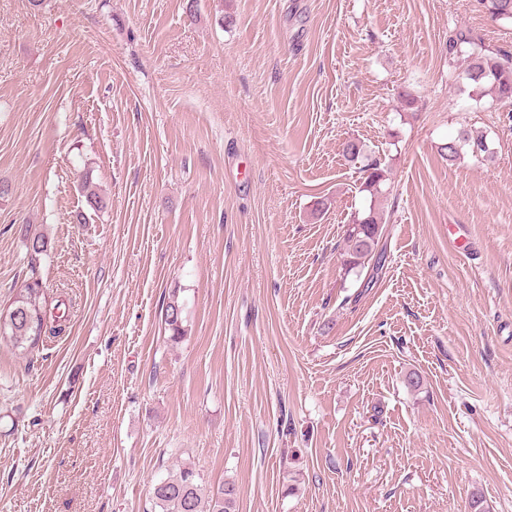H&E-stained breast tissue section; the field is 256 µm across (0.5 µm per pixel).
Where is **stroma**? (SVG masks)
<instances>
[{
	"instance_id": "obj_1",
	"label": "stroma",
	"mask_w": 512,
	"mask_h": 512,
	"mask_svg": "<svg viewBox=\"0 0 512 512\" xmlns=\"http://www.w3.org/2000/svg\"><path fill=\"white\" fill-rule=\"evenodd\" d=\"M455 27L512 51L477 0H0V306L28 231L70 305L0 341V512H159L182 464L235 512H512V112L459 93ZM464 128L491 160L441 158ZM367 163L361 167L363 172V181L361 183V191L369 193L371 196L382 194L383 186L388 180L387 171L381 167V163L377 159H369ZM383 218L370 208L369 212L355 214L348 224L342 248L345 273L360 276L367 268L366 287L372 283L375 275L382 271L385 263V252L380 242L384 236ZM364 284V287H365ZM183 306L175 295L167 302L164 312V323L170 331V338L177 342L185 335L183 328Z\"/></svg>"
}]
</instances>
